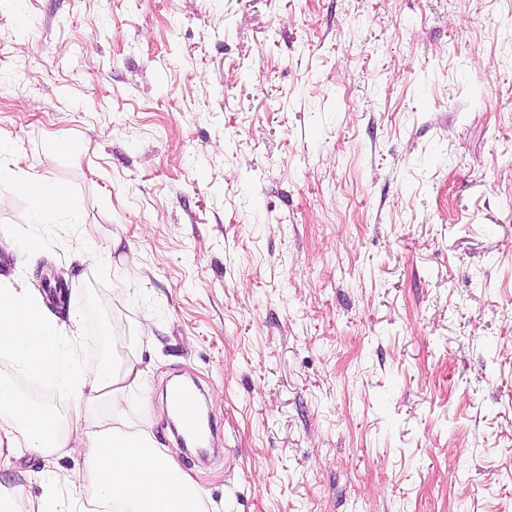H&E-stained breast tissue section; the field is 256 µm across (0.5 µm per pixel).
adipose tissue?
<instances>
[{
  "mask_svg": "<svg viewBox=\"0 0 512 512\" xmlns=\"http://www.w3.org/2000/svg\"><path fill=\"white\" fill-rule=\"evenodd\" d=\"M0 180H13L29 201L33 223L66 232L61 214L71 210L67 186L24 176L0 166ZM80 308L58 323L42 297L21 284L0 282V357L26 377L66 394L71 411L60 415L24 397L15 382L0 377V470L15 464L14 448L50 458L80 446L86 454L66 475L34 471L29 483L0 486V512H203V497L151 436L124 428L132 396L130 378L138 357L119 353V340L104 330L106 352L92 364L80 355ZM67 492H60V484Z\"/></svg>",
  "mask_w": 512,
  "mask_h": 512,
  "instance_id": "1",
  "label": "adipose tissue"
}]
</instances>
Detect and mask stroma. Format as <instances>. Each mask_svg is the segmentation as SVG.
<instances>
[{"label": "stroma", "instance_id": "35a3bbf8", "mask_svg": "<svg viewBox=\"0 0 512 512\" xmlns=\"http://www.w3.org/2000/svg\"><path fill=\"white\" fill-rule=\"evenodd\" d=\"M1 164L78 222L0 181V278L150 321L207 512H512V0H0ZM0 180H16L19 189L29 201L30 218L34 224H43L55 235L65 233L69 224H59V216L68 213L71 223L76 214L71 209V194L67 186L51 183L41 177L23 176L15 168L0 165ZM173 395L182 402L181 427L183 432L190 437H199L201 435V426L194 410L191 394L185 389L178 388Z\"/></svg>", "mask_w": 512, "mask_h": 512}]
</instances>
